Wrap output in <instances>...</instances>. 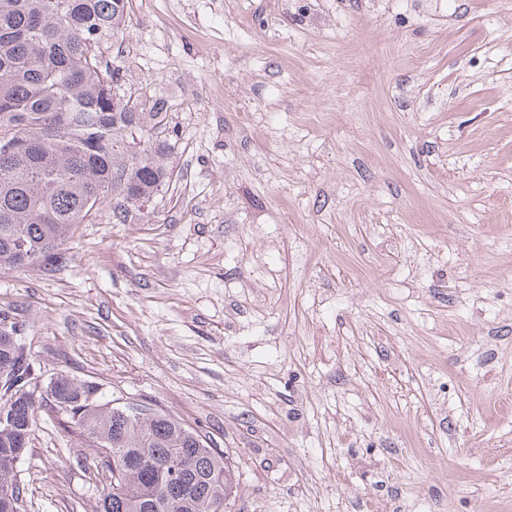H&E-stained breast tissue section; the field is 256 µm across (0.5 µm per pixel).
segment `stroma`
Returning <instances> with one entry per match:
<instances>
[{
  "label": "stroma",
  "instance_id": "stroma-1",
  "mask_svg": "<svg viewBox=\"0 0 512 512\" xmlns=\"http://www.w3.org/2000/svg\"><path fill=\"white\" fill-rule=\"evenodd\" d=\"M174 175L0 270L43 382L231 454L234 512H512V0H131ZM39 409L26 512H97Z\"/></svg>",
  "mask_w": 512,
  "mask_h": 512
}]
</instances>
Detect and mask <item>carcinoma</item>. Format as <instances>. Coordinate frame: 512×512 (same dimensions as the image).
Masks as SVG:
<instances>
[{"mask_svg": "<svg viewBox=\"0 0 512 512\" xmlns=\"http://www.w3.org/2000/svg\"><path fill=\"white\" fill-rule=\"evenodd\" d=\"M129 0H0V270L46 261L71 228L112 202L126 223L138 203L170 182L160 113L138 99L116 98L114 71L99 45L118 35ZM0 321V377L32 390L40 368ZM95 386L60 375L47 396L0 389V460L28 448L36 410L63 412L71 428L101 448L111 481L100 512H232L235 472L225 454L163 412L132 415L89 400ZM25 497L13 468L0 465V487Z\"/></svg>", "mask_w": 512, "mask_h": 512, "instance_id": "cac0c4a2", "label": "carcinoma"}]
</instances>
